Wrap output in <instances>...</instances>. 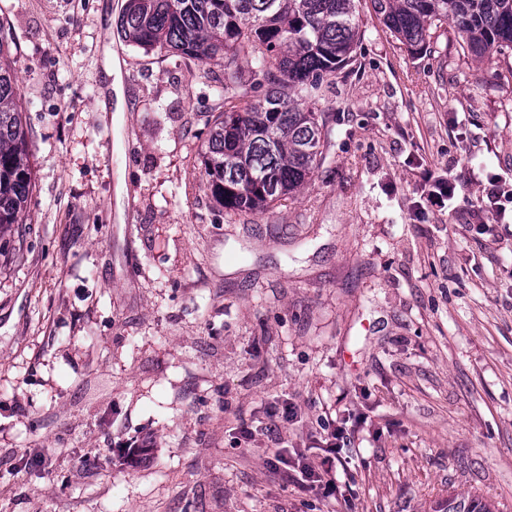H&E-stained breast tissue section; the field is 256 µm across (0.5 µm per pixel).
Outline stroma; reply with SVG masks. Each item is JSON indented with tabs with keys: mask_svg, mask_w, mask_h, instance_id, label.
<instances>
[{
	"mask_svg": "<svg viewBox=\"0 0 512 512\" xmlns=\"http://www.w3.org/2000/svg\"><path fill=\"white\" fill-rule=\"evenodd\" d=\"M125 3L0 0L35 182L0 234V512H512V49L413 54L360 0L314 181L228 213L202 154L251 64L129 45ZM326 424L330 500L270 464ZM436 512H494V504L486 499L472 497H448V501L439 505Z\"/></svg>",
	"mask_w": 512,
	"mask_h": 512,
	"instance_id": "1",
	"label": "stroma"
}]
</instances>
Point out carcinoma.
<instances>
[{
  "instance_id": "carcinoma-1",
  "label": "carcinoma",
  "mask_w": 512,
  "mask_h": 512,
  "mask_svg": "<svg viewBox=\"0 0 512 512\" xmlns=\"http://www.w3.org/2000/svg\"><path fill=\"white\" fill-rule=\"evenodd\" d=\"M385 27L413 51L429 28L451 22L476 56L512 49V0H372ZM118 33L146 52L188 65L240 57L248 85L224 83L209 130L204 174L214 202L236 213L264 210L312 182L327 132L316 108L325 79L347 68L359 38L356 0H126ZM0 22V234L24 223L34 175L17 73ZM437 512H494L486 499L450 497Z\"/></svg>"
}]
</instances>
